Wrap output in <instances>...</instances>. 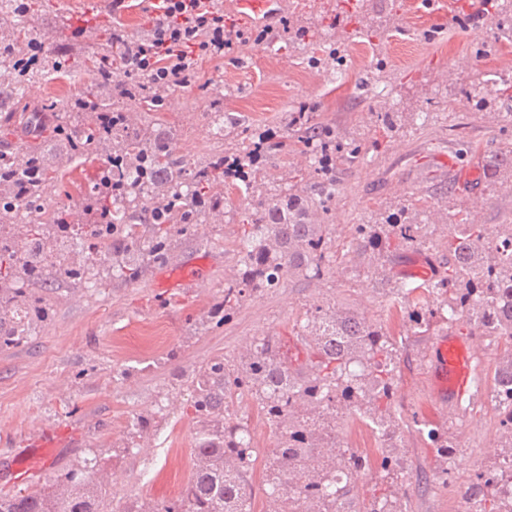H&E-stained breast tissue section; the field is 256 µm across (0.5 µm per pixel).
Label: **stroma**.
<instances>
[{
  "label": "stroma",
  "instance_id": "35a3bbf8",
  "mask_svg": "<svg viewBox=\"0 0 512 512\" xmlns=\"http://www.w3.org/2000/svg\"><path fill=\"white\" fill-rule=\"evenodd\" d=\"M30 2L38 16L33 36L53 60L90 56L91 42L77 32L86 24L97 31L121 30L128 40L150 32L142 0H132L117 15L84 11L79 0L68 5ZM451 2L370 0L374 14L391 22L383 39L370 41L349 21L355 0H288L281 18L268 21L263 41L239 40L231 52L201 62L194 84L169 91L162 116L118 96L112 102L127 112L130 126L151 128L162 120L174 127L173 145L192 164L215 152L230 155L242 148L240 140L215 139L209 119L215 109L280 138L287 133L290 113L312 106L315 121L336 127L345 139L359 140L362 149L359 161L341 165L328 211L311 212L312 223L327 225L341 254L351 225L376 220L385 210L417 198L426 199L429 209L440 208L444 192L454 184L437 157L452 155L458 165L473 170L476 156L492 143L512 139V122L501 117L498 98L478 100L465 93L473 73L494 79L512 70V48L498 43L492 16L469 25L464 10L449 15ZM331 19L340 24L331 33L335 51L312 63L296 32L302 27L326 32ZM96 82L92 67L65 76L48 72L27 88L20 104L0 111V128L9 129L0 145L25 147L21 133L32 120L40 124L36 142H44L53 136L67 102ZM383 112L402 115L400 128L387 137L375 131ZM422 112L429 113L428 123H420ZM479 195L477 205L468 204L466 194L457 196L459 204L468 205L473 223L491 229L512 219V194L483 188ZM248 202L246 190L232 191L223 210L207 212L198 238L176 250L178 260L209 259V284L203 292L164 294L153 270L135 285L107 281L88 290L63 286L49 322L35 339L0 354V493L50 483L92 451L131 442L134 450L114 461L107 473L108 497L116 504L130 496L154 502L176 497L193 472L195 423L186 412L185 388L193 370L213 355H236L267 336L299 349L294 324L333 297L387 325L397 348L392 413L402 428L405 475L427 478L413 490L408 512H463L459 487L503 453L490 391L504 341L485 337L475 351L478 381L460 415L449 423L467 445L453 449L443 474L419 422H445L428 396L424 359L433 335L445 324L436 321L428 332L417 333L389 314L400 302L399 287L414 282L407 267L441 259L446 224L427 227L422 251L394 256L388 264L390 280L380 288L366 281L364 263L354 258L331 264L321 281L290 279L275 291L252 296L231 322L212 326L211 309L237 269L235 244ZM158 403L165 406L166 417L154 436L132 438L133 416ZM231 410L249 427L257 457L265 458L275 438L255 402L238 398ZM38 436L56 442L51 467L35 469L20 482L5 478L14 456L28 453L29 439Z\"/></svg>",
  "mask_w": 512,
  "mask_h": 512
}]
</instances>
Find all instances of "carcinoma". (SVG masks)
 <instances>
[{
  "label": "carcinoma",
  "instance_id": "1",
  "mask_svg": "<svg viewBox=\"0 0 512 512\" xmlns=\"http://www.w3.org/2000/svg\"><path fill=\"white\" fill-rule=\"evenodd\" d=\"M479 10L507 25L498 40L512 45V0H476ZM4 11L17 17L16 27L0 38V60L9 63L16 80L0 86V106L21 97L42 68H32L17 54L28 41L36 20L19 0H6ZM124 45L101 39L89 60ZM493 93L512 119V83H489L477 73L468 84L472 97ZM114 113L110 126L85 120L89 113ZM216 139L243 136L245 149L227 157L213 154L190 166L171 147L174 133L129 126L124 113L112 111V87L86 88L60 117L53 146L0 149V352L29 343L52 311V295L62 283L95 288L106 279L138 284L154 266L170 261L178 242L198 237L205 210L198 200L224 208V192L240 185L260 189L245 210L236 251L237 274L224 281V295L214 311L217 323L229 322L241 303L270 292L286 278L319 280L334 262L331 240L322 225L310 223L313 207L328 211L336 186V150L360 155L356 140L343 142L331 125L319 124L308 112H295L293 144L315 158L313 169L300 174L295 191L271 193L263 164L253 156H279L288 139L275 140L253 132L232 115L210 113ZM110 145L106 160L102 144ZM95 168L94 178L74 184L77 202L95 213L82 231L68 222L69 213L47 204L49 193L74 161ZM486 183L512 191V142H501L478 156ZM425 210L403 205L378 224L351 225L349 252L368 260L369 273L387 278L393 255L422 247ZM448 236L434 275L413 287H402L400 312L415 329H428L443 319L467 336L512 338V222L496 225L490 234L482 224L468 222L463 209L445 205ZM100 253L99 265L87 277L84 255ZM306 359L292 368L270 336L232 360L216 355L198 366L188 381V410L196 432L194 468L179 495L161 503L133 498L118 509L109 506L97 473L130 448L92 453L53 482L30 492L0 495V512H251L250 473L256 457L249 430L237 421L230 405L251 397L273 427L275 445L263 462L275 512H406L408 490H386L367 503L353 501L350 477L361 469L336 435V408L354 421L373 427L381 439L376 462L388 474L402 469L400 424L391 415L395 399L397 349L382 326L353 309L328 302L317 306L299 325ZM493 390L500 402L499 439L512 460V342L506 343L494 372ZM155 416L131 421L139 436L153 431ZM427 445L437 457L465 442L451 440L448 429L424 423ZM487 491L465 512H502L501 494L509 483L502 465L476 475Z\"/></svg>",
  "mask_w": 512,
  "mask_h": 512
}]
</instances>
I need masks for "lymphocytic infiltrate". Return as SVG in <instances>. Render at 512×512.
Segmentation results:
<instances>
[{"instance_id": "lymphocytic-infiltrate-1", "label": "lymphocytic infiltrate", "mask_w": 512, "mask_h": 512, "mask_svg": "<svg viewBox=\"0 0 512 512\" xmlns=\"http://www.w3.org/2000/svg\"><path fill=\"white\" fill-rule=\"evenodd\" d=\"M151 35L129 41L122 55L103 61L98 80L120 91L185 88L193 76L187 59L217 57L229 50L239 30L228 27L214 0H150Z\"/></svg>"}]
</instances>
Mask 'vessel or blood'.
Instances as JSON below:
<instances>
[{
	"instance_id": "1",
	"label": "vessel or blood",
	"mask_w": 512,
	"mask_h": 512,
	"mask_svg": "<svg viewBox=\"0 0 512 512\" xmlns=\"http://www.w3.org/2000/svg\"><path fill=\"white\" fill-rule=\"evenodd\" d=\"M281 0H236L235 15L239 23L249 25L282 9ZM206 258L197 257L177 267L162 271L158 281L162 288L199 291L207 283ZM474 340L456 331L438 334L427 353L428 389L436 406L443 411H458L463 397L469 393L475 373L472 366Z\"/></svg>"
}]
</instances>
